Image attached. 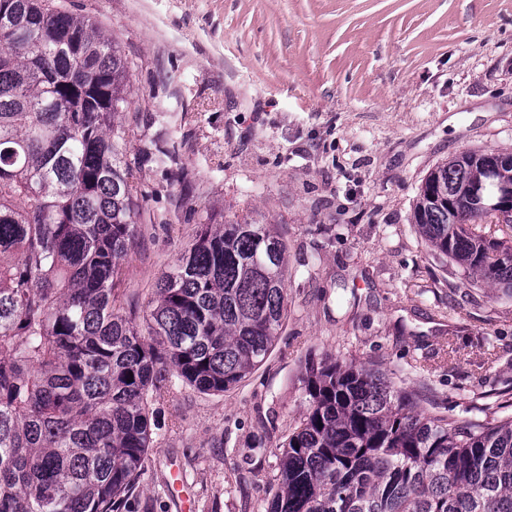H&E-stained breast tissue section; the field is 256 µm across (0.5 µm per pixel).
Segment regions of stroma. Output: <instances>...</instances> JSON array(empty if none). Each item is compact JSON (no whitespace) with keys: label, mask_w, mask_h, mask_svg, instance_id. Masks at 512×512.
Returning <instances> with one entry per match:
<instances>
[{"label":"stroma","mask_w":512,"mask_h":512,"mask_svg":"<svg viewBox=\"0 0 512 512\" xmlns=\"http://www.w3.org/2000/svg\"><path fill=\"white\" fill-rule=\"evenodd\" d=\"M131 73L119 121L142 193L122 262L137 319L201 225L250 215L288 244L287 318L220 395L175 382L119 512H267L307 364L381 372L417 408L512 400V295L435 258L413 222L429 171L512 152V0H65ZM179 155L152 158L155 142Z\"/></svg>","instance_id":"obj_1"}]
</instances>
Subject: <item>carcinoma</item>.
<instances>
[{
	"label": "carcinoma",
	"instance_id": "carcinoma-1",
	"mask_svg": "<svg viewBox=\"0 0 512 512\" xmlns=\"http://www.w3.org/2000/svg\"><path fill=\"white\" fill-rule=\"evenodd\" d=\"M131 99L115 42L54 0H0V512H114L144 470L153 405L178 378L237 387L287 309L284 241L249 216L203 224L157 279L146 328L120 262L141 207L117 114ZM503 152L433 168L414 221L442 262L512 289V234L470 231ZM269 512H512V416L412 408L374 369L305 370Z\"/></svg>",
	"mask_w": 512,
	"mask_h": 512
}]
</instances>
